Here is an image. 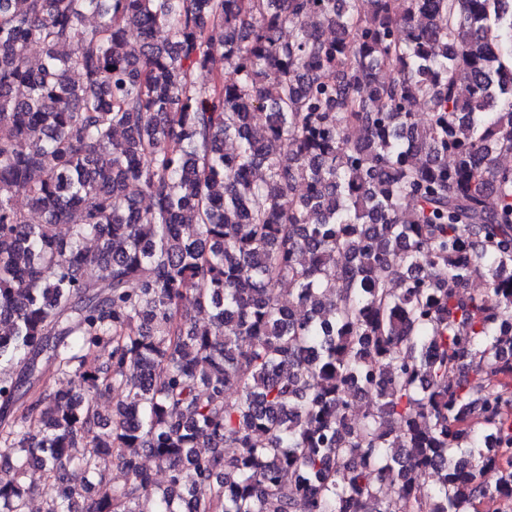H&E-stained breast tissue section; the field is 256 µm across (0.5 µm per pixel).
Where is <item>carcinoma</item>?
<instances>
[{
	"instance_id": "1",
	"label": "carcinoma",
	"mask_w": 512,
	"mask_h": 512,
	"mask_svg": "<svg viewBox=\"0 0 512 512\" xmlns=\"http://www.w3.org/2000/svg\"><path fill=\"white\" fill-rule=\"evenodd\" d=\"M506 69L512 0H0V512L512 504Z\"/></svg>"
}]
</instances>
